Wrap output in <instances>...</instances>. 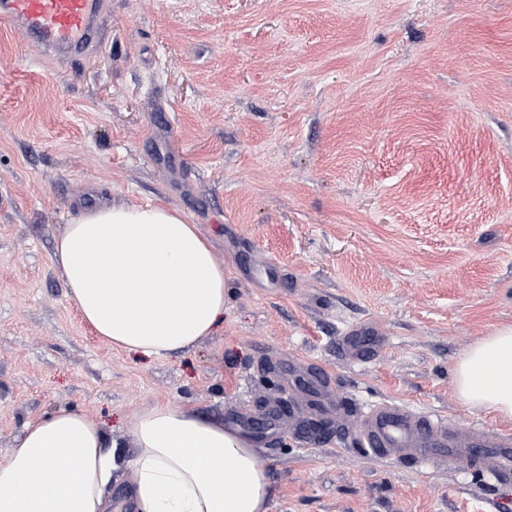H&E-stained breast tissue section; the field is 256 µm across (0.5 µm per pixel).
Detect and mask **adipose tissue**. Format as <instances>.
<instances>
[{
    "label": "adipose tissue",
    "instance_id": "1",
    "mask_svg": "<svg viewBox=\"0 0 512 512\" xmlns=\"http://www.w3.org/2000/svg\"><path fill=\"white\" fill-rule=\"evenodd\" d=\"M70 302L97 336L155 360L193 348L224 321V261L180 211L104 205L55 243ZM453 389L469 407L512 417V326L472 343ZM134 454L87 412L27 423L0 459V512H109L125 471L135 512H269L273 482L260 448L184 403L143 409Z\"/></svg>",
    "mask_w": 512,
    "mask_h": 512
}]
</instances>
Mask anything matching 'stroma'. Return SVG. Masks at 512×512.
<instances>
[{"instance_id":"obj_1","label":"stroma","mask_w":512,"mask_h":512,"mask_svg":"<svg viewBox=\"0 0 512 512\" xmlns=\"http://www.w3.org/2000/svg\"><path fill=\"white\" fill-rule=\"evenodd\" d=\"M109 2L80 63L0 25V459L57 410L118 437L171 400L257 442L269 512H512L481 466L377 459L355 426L512 433L451 386L512 324V0ZM106 203L174 207L223 259L192 350L127 353L70 303L55 240ZM315 370L322 414L291 383Z\"/></svg>"}]
</instances>
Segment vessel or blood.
<instances>
[{
  "instance_id": "vessel-or-blood-1",
  "label": "vessel or blood",
  "mask_w": 512,
  "mask_h": 512,
  "mask_svg": "<svg viewBox=\"0 0 512 512\" xmlns=\"http://www.w3.org/2000/svg\"><path fill=\"white\" fill-rule=\"evenodd\" d=\"M104 0H0V21L44 54L78 62L92 55L107 21ZM374 457L397 455L457 466L480 463L496 481H512V434L460 427L441 417L380 404L358 423Z\"/></svg>"
}]
</instances>
